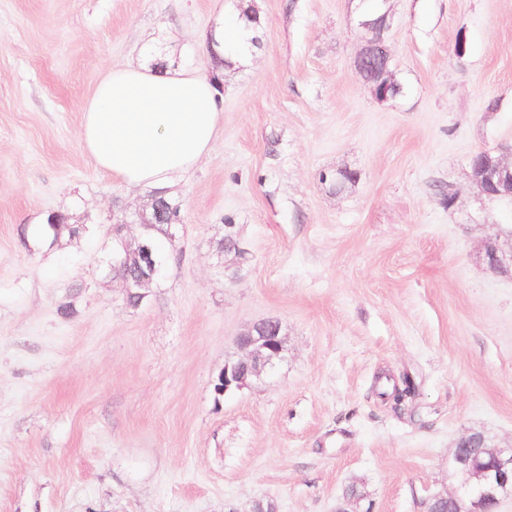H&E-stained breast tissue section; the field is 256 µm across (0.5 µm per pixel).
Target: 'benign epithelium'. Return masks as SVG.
I'll list each match as a JSON object with an SVG mask.
<instances>
[{
    "label": "benign epithelium",
    "mask_w": 512,
    "mask_h": 512,
    "mask_svg": "<svg viewBox=\"0 0 512 512\" xmlns=\"http://www.w3.org/2000/svg\"><path fill=\"white\" fill-rule=\"evenodd\" d=\"M362 44L356 54L354 67L357 73L364 74L367 60H372L378 68V83L372 87L376 100L385 102L401 93V85L396 81L391 68V53L387 45L386 32L390 27L388 12L374 19H361ZM512 147H500L485 151V164L480 175L470 177L478 195L488 199L512 198ZM135 223L141 232L135 240V253L150 264L151 275L141 280H124L126 294L137 289H146L155 281L162 264L152 256V250L145 240V230L149 220L142 213ZM242 356L224 362V392L243 389L252 381L267 373L285 359L287 337L282 323L277 319H267L254 324L238 339ZM452 455L458 470L464 477L463 483L452 494H434L427 498V512H455L451 506L468 503L460 512H499L503 497L512 493V448H490L480 433H471L457 440Z\"/></svg>",
    "instance_id": "benign-epithelium-1"
}]
</instances>
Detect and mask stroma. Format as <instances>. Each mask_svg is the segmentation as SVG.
<instances>
[{
	"label": "stroma",
	"mask_w": 512,
	"mask_h": 512,
	"mask_svg": "<svg viewBox=\"0 0 512 512\" xmlns=\"http://www.w3.org/2000/svg\"><path fill=\"white\" fill-rule=\"evenodd\" d=\"M254 5L259 44L220 74L219 134L133 307L112 264L154 192L94 167L84 107L150 55L211 75L203 38L234 0H0V512H336L352 486L355 512H424L461 483L462 435L512 446V261L485 257L512 253V201L467 168L512 144V0H381L386 102L354 68L368 0ZM53 212L69 244L33 248ZM270 318L285 359L216 395ZM406 375L397 411L380 393Z\"/></svg>",
	"instance_id": "obj_1"
}]
</instances>
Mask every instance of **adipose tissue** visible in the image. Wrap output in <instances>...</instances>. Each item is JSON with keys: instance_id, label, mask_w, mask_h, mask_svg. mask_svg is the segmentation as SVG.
<instances>
[{"instance_id": "ef3b65f1", "label": "adipose tissue", "mask_w": 512, "mask_h": 512, "mask_svg": "<svg viewBox=\"0 0 512 512\" xmlns=\"http://www.w3.org/2000/svg\"><path fill=\"white\" fill-rule=\"evenodd\" d=\"M255 29L216 17L206 36L212 62L241 63ZM221 98L198 70L153 62L105 71L88 100L79 130L96 168L131 188L167 192L212 148Z\"/></svg>"}]
</instances>
